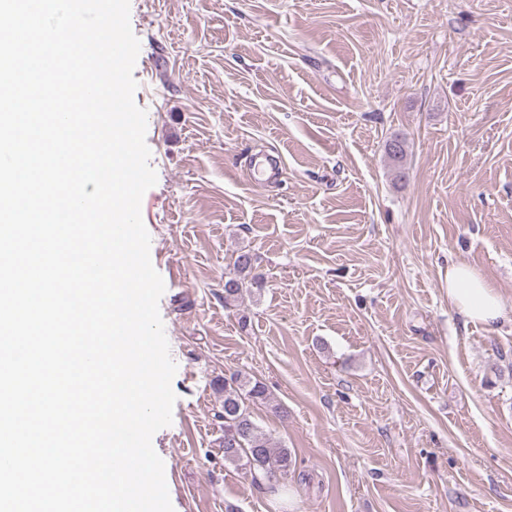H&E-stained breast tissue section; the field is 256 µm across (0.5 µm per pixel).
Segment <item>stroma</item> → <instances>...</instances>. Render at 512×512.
Returning <instances> with one entry per match:
<instances>
[{
  "instance_id": "35a3bbf8",
  "label": "stroma",
  "mask_w": 512,
  "mask_h": 512,
  "mask_svg": "<svg viewBox=\"0 0 512 512\" xmlns=\"http://www.w3.org/2000/svg\"><path fill=\"white\" fill-rule=\"evenodd\" d=\"M130 24L174 512H512V321L448 303L452 260L512 303V0H130ZM242 250L266 285L228 305ZM235 371L270 393L281 495L224 460ZM407 143L400 135L393 136L386 142L385 151L392 164L395 177L402 180L406 176Z\"/></svg>"
}]
</instances>
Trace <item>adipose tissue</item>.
<instances>
[{"label": "adipose tissue", "instance_id": "1", "mask_svg": "<svg viewBox=\"0 0 512 512\" xmlns=\"http://www.w3.org/2000/svg\"><path fill=\"white\" fill-rule=\"evenodd\" d=\"M448 301L469 322L490 326L512 315L496 288L464 262L448 268Z\"/></svg>", "mask_w": 512, "mask_h": 512}]
</instances>
